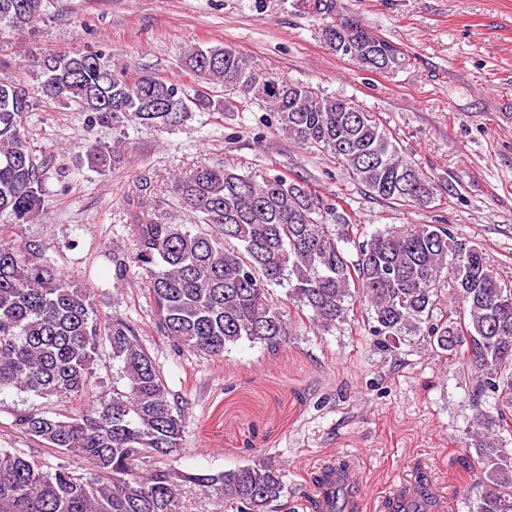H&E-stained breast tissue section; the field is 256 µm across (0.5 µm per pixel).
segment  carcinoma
I'll use <instances>...</instances> for the list:
<instances>
[{
	"instance_id": "1",
	"label": "carcinoma",
	"mask_w": 512,
	"mask_h": 512,
	"mask_svg": "<svg viewBox=\"0 0 512 512\" xmlns=\"http://www.w3.org/2000/svg\"><path fill=\"white\" fill-rule=\"evenodd\" d=\"M49 0H0V30L29 31ZM325 21L323 36L356 67L391 73L409 65L397 44L339 16L338 0H298ZM30 68L45 99L90 126L171 130L194 110L249 112L256 105L290 142L330 154L368 196L402 206L430 205L439 186L400 149L377 117L356 101L323 94L277 72H259L228 43L191 46L183 66L202 83L235 95L190 94L181 84L129 72L102 53L33 54ZM22 78L0 79V216L30 224L44 212L51 159L36 154L26 125L34 104L6 93ZM88 166L107 172L125 160L122 143L84 146ZM311 175L257 178L201 164L174 175L177 206L211 227L193 233L163 218L135 225L130 252L112 253L113 279L137 267L150 276L156 329L177 348L222 358L241 340L275 351L291 321L269 287L288 284V304L323 331L348 321L355 299L369 310L374 346L393 352L424 336L471 374V415L459 463L477 493L469 512H512V288L477 245L446 225L389 227L359 241L356 219L339 197L320 194ZM351 244L356 258L345 245ZM453 291L455 317L434 318L440 282ZM112 360V395L90 396L94 365ZM69 399L75 409L24 412L11 427L57 454L77 453L89 469H52L0 448V512H179V488L222 493L232 512H295L283 501L281 473L257 454L218 473H192L167 461L183 450L185 409L121 315L101 319L88 289L60 275L46 246L7 236L0 224V390ZM148 458L157 464L142 467Z\"/></svg>"
}]
</instances>
